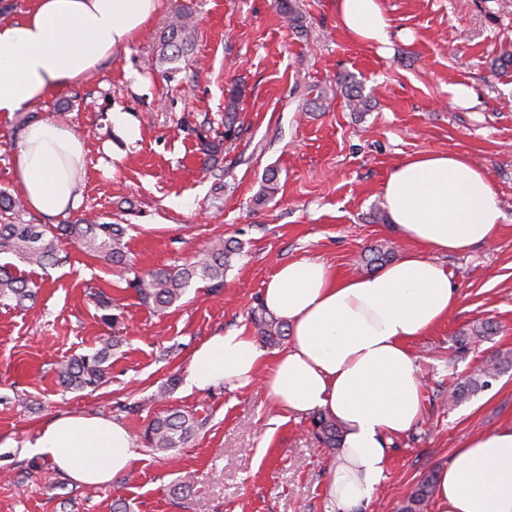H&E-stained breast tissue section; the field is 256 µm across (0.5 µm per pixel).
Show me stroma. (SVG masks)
<instances>
[{"label": "stroma", "instance_id": "35a3bbf8", "mask_svg": "<svg viewBox=\"0 0 512 512\" xmlns=\"http://www.w3.org/2000/svg\"><path fill=\"white\" fill-rule=\"evenodd\" d=\"M159 0L146 31L80 84L52 93L33 110L71 128L85 144L82 204L58 223L96 216L123 224L135 270L182 263L215 238L236 241L224 286L195 282L162 313L142 303L104 259L61 243L65 264L41 268L12 254L0 265L36 282L25 306L0 299V512H326L323 488L335 449L312 434L311 415L276 405L261 385L187 390L193 350L209 336L243 328L251 336L262 291L291 261L319 259L343 276L364 275L362 258L383 244L409 247L390 222L381 187L404 158L462 153L484 166L504 214L493 245L440 255L458 292L448 318L410 340L424 381L423 412L393 438L384 478L354 512H401L412 489L447 464L477 433L512 424V368L456 406L448 389L512 350V0H381L391 20L389 52L353 40L336 0ZM191 9L195 46L176 70L159 63L160 33ZM347 76L370 102L346 108L336 84ZM463 84L472 103L456 105L448 88ZM240 139L207 163L206 140L222 138L232 87ZM140 126L118 160L112 107ZM276 197L256 205L267 171ZM120 320L105 326L96 295ZM117 339L108 381L95 392L68 391L57 362ZM184 411L205 428L166 453L141 436L156 416ZM101 414L123 424L139 456L103 486L72 483L27 443L60 414ZM195 492L172 487L184 473Z\"/></svg>", "mask_w": 512, "mask_h": 512}]
</instances>
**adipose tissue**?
<instances>
[{"mask_svg":"<svg viewBox=\"0 0 512 512\" xmlns=\"http://www.w3.org/2000/svg\"><path fill=\"white\" fill-rule=\"evenodd\" d=\"M159 0H32L0 22V117L81 82L146 28ZM346 32L386 50L390 19L380 0H336ZM84 141L69 127L35 120L21 129L15 180L29 209L53 218L77 208ZM391 224L410 250L377 273L341 276L317 259L284 264L267 282L264 308L284 321V353L269 358L244 330L209 337L193 352L188 390L261 383L288 411L326 412L344 429L329 468L328 512L370 501L388 464L386 445L422 414V380L410 339L443 322L456 288L438 254L493 243L504 214L485 168L465 155L407 157L382 186ZM33 451L75 482L105 485L137 451L127 429L100 415H59ZM436 512H512V425L472 437L435 474Z\"/></svg>","mask_w":512,"mask_h":512,"instance_id":"obj_1","label":"adipose tissue"}]
</instances>
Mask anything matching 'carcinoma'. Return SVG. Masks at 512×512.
Instances as JSON below:
<instances>
[{
  "instance_id": "1",
  "label": "carcinoma",
  "mask_w": 512,
  "mask_h": 512,
  "mask_svg": "<svg viewBox=\"0 0 512 512\" xmlns=\"http://www.w3.org/2000/svg\"><path fill=\"white\" fill-rule=\"evenodd\" d=\"M195 22L192 13H180L168 25L159 38V62L176 63L191 54L194 46ZM340 91L347 108L352 112H365L369 104L345 78L339 80ZM241 89L234 87L224 106V138L203 141L202 151L210 161H217L240 136L237 104ZM279 190L278 174L270 171L265 175L264 185L258 196L259 202L273 198ZM0 214L5 220L0 223V253L15 254L30 264L45 268L66 261L60 256L58 241L65 237L86 252L103 258L117 267L120 274L132 271L127 259V245L124 241L126 228L121 224L95 221L88 224H29L25 222V205L8 192L0 191ZM238 248L218 239L206 247L194 260L181 265L169 266L136 272L127 279L128 287L135 289L143 303L156 312H163L179 302L186 290L197 280L208 283V288L216 291L224 286V272L231 266ZM390 261V251L384 247L370 249L364 262L372 269ZM38 286L16 274L8 266L0 265V298L10 299L21 305L36 298ZM262 337L274 341L285 335L283 324L275 320H258ZM117 341L107 337L101 346L91 353L69 359L57 368V378L61 386L73 391H95L107 382L109 360ZM512 367V355L503 354L479 369V372L454 386L451 399L459 403L469 396L489 387L491 380ZM206 426V419L194 413L173 411L154 418L143 433L145 447L154 452H166L180 448ZM313 432L320 443L328 448L342 446L344 431L336 420L322 412L313 416ZM434 476L429 475L411 491L404 512H422L431 497Z\"/></svg>"
}]
</instances>
